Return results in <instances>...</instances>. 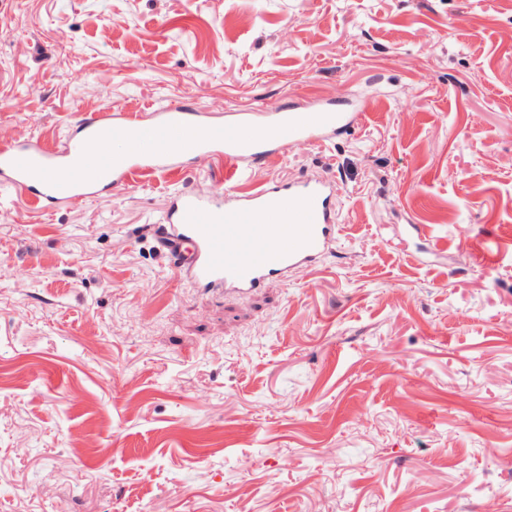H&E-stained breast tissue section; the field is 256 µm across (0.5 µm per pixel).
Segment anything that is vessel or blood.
Listing matches in <instances>:
<instances>
[{
  "label": "vessel or blood",
  "instance_id": "1",
  "mask_svg": "<svg viewBox=\"0 0 512 512\" xmlns=\"http://www.w3.org/2000/svg\"><path fill=\"white\" fill-rule=\"evenodd\" d=\"M358 110L314 101L299 109L230 122L176 104L150 113L108 110L76 120L63 148L39 140L0 142V185L35 208L75 204L105 186L168 172L174 159H263L355 127ZM334 179L241 184L225 198L179 192L153 227L158 252L175 258L186 281L245 297L297 268H313L336 240Z\"/></svg>",
  "mask_w": 512,
  "mask_h": 512
}]
</instances>
